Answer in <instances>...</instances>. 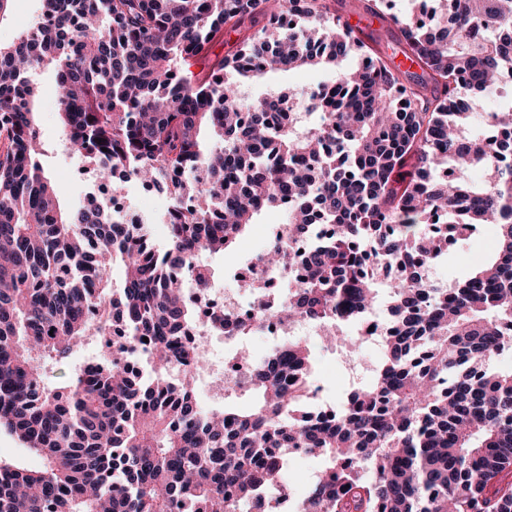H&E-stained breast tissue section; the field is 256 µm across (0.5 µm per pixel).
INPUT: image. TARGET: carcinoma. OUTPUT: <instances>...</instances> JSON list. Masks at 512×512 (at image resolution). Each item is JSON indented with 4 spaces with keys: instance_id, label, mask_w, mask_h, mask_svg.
<instances>
[{
    "instance_id": "cac0c4a2",
    "label": "carcinoma",
    "mask_w": 512,
    "mask_h": 512,
    "mask_svg": "<svg viewBox=\"0 0 512 512\" xmlns=\"http://www.w3.org/2000/svg\"><path fill=\"white\" fill-rule=\"evenodd\" d=\"M455 2L447 26L393 20L417 72L390 65L382 39L366 43L328 0H40L44 23L0 44V430L40 459L0 455V512H174L183 501L236 512L285 488L289 448L325 461L302 512H512V371L495 367L512 349V108L479 116L461 102L494 92L512 66V0ZM226 32L234 49L182 81L179 63ZM355 50L365 59L341 70ZM46 68L64 146L98 179L116 192L119 169L144 183L168 175L173 203L192 198L173 213L165 251L150 225L114 224L93 200L61 208L36 120ZM304 68L336 79L290 126L239 93L243 81ZM485 122L503 130L498 145L478 132ZM287 200L296 231L317 219L333 230L304 255L271 245L266 264L300 275L266 316L355 323L378 306L369 268L394 265L383 362L343 413L311 420L296 414L306 343L255 361L243 351L254 402L205 412L193 374L167 378L173 358L198 349L188 284L171 270L203 279L205 257ZM442 218L459 236L488 226L497 237L493 256L451 288L422 276L448 241L420 226ZM116 320L123 343L143 346L148 378L108 355L43 384L42 365L69 361Z\"/></svg>"
}]
</instances>
